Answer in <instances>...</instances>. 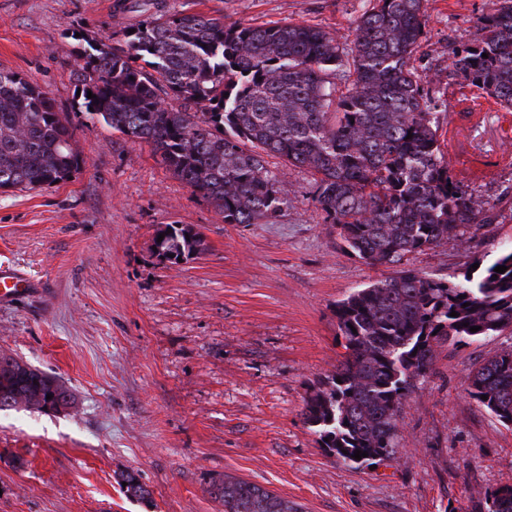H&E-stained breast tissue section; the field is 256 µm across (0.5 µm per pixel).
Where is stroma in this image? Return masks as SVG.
<instances>
[{"mask_svg": "<svg viewBox=\"0 0 512 512\" xmlns=\"http://www.w3.org/2000/svg\"><path fill=\"white\" fill-rule=\"evenodd\" d=\"M115 0H0V69L47 91L74 126L83 163L50 188L0 193V265L30 293L0 300V354L59 377L71 413L0 411V512H224L223 475L256 483L302 512H466L512 485V428L466 396L474 365L512 346L494 336L436 352L398 418L397 446L375 468L329 456L301 411L343 354L334 308L393 275L342 247L314 201V179L289 170L273 224H228L148 146L79 110L76 32L111 35ZM225 22L304 23L350 48L367 0H169ZM487 0H428L412 59L436 102L454 177L496 219L469 240L405 258L451 280L512 246V111L452 72ZM164 224L197 229L204 251L159 263ZM139 474L151 495L117 482Z\"/></svg>", "mask_w": 512, "mask_h": 512, "instance_id": "35a3bbf8", "label": "stroma"}]
</instances>
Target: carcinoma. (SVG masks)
I'll use <instances>...</instances> for the list:
<instances>
[{"label":"carcinoma","instance_id":"cac0c4a2","mask_svg":"<svg viewBox=\"0 0 512 512\" xmlns=\"http://www.w3.org/2000/svg\"><path fill=\"white\" fill-rule=\"evenodd\" d=\"M369 2L345 53L328 32L303 23L227 24L163 0H116L115 12L141 19L112 32L113 43L81 35L82 107L149 146L226 224L276 223L286 169L307 168L314 200L345 247L372 264H400L477 229L489 205L454 179L425 78L409 66L425 36L427 0ZM452 68L512 110V0H488L472 37L454 51ZM339 74L345 91L338 95ZM161 83L201 111L166 104L157 93ZM73 138L71 121L48 92L0 70V193L67 181L82 164ZM268 157L281 159L283 169L271 170ZM159 232L172 264L205 249L188 225L165 224ZM497 266L507 270L498 274ZM335 315L345 354L304 398L301 416L337 460L374 464L393 453L400 407L414 381L432 370L438 347L512 336V250L455 281L402 268L350 292ZM38 386L54 400L72 396L58 379L31 368L26 378L0 376V411L41 409L27 401ZM465 393L511 427L512 346L476 365ZM358 450L368 456L353 458ZM120 481L130 497L149 495L132 472ZM211 494L224 512H301L228 476L212 480ZM470 512H512V486L471 501Z\"/></svg>","mask_w":512,"mask_h":512}]
</instances>
